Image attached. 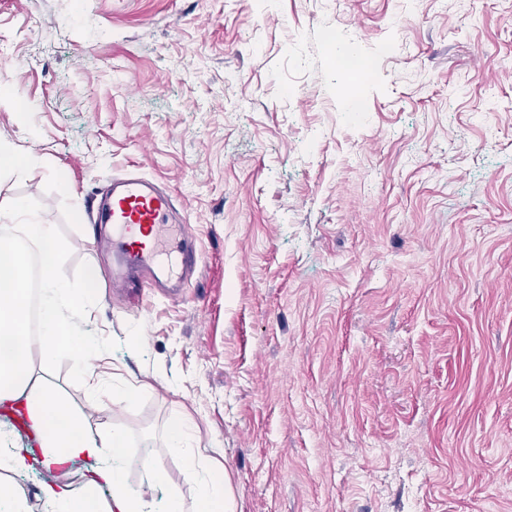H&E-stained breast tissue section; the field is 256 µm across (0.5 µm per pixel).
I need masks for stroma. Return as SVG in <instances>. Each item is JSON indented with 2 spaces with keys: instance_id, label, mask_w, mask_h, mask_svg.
<instances>
[{
  "instance_id": "35a3bbf8",
  "label": "stroma",
  "mask_w": 512,
  "mask_h": 512,
  "mask_svg": "<svg viewBox=\"0 0 512 512\" xmlns=\"http://www.w3.org/2000/svg\"><path fill=\"white\" fill-rule=\"evenodd\" d=\"M0 86V145L34 157L0 211L57 225L96 296L92 376L62 354L47 378L127 433L132 487L189 419L231 512H512V0H0ZM127 173L196 235L174 299L108 289ZM163 467L152 512H195ZM81 472L13 481L38 512Z\"/></svg>"
}]
</instances>
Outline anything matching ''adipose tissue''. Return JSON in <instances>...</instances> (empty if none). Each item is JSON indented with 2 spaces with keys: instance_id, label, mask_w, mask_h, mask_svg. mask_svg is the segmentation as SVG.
<instances>
[{
  "instance_id": "ef3b65f1",
  "label": "adipose tissue",
  "mask_w": 512,
  "mask_h": 512,
  "mask_svg": "<svg viewBox=\"0 0 512 512\" xmlns=\"http://www.w3.org/2000/svg\"><path fill=\"white\" fill-rule=\"evenodd\" d=\"M5 218L0 226V339L13 351L0 355V400L25 397L33 426L41 433L45 468L86 463L81 488L55 483L40 487L43 512H146L144 491L131 487L126 477V433L117 428L88 430L83 415L46 385L33 366L31 353L37 346L47 363L67 352L74 370L83 374L101 349L84 329L81 309L87 295L62 274L57 227L42 222L21 199L12 203ZM30 254L41 263L39 324L33 336L27 328L30 290L25 285ZM26 466L21 452L0 448V512H29L26 497L10 479ZM103 487L110 491L105 500L98 496Z\"/></svg>"
}]
</instances>
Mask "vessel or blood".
I'll list each match as a JSON object with an SVG mask.
<instances>
[{
    "instance_id": "b4317fda",
    "label": "vessel or blood",
    "mask_w": 512,
    "mask_h": 512,
    "mask_svg": "<svg viewBox=\"0 0 512 512\" xmlns=\"http://www.w3.org/2000/svg\"><path fill=\"white\" fill-rule=\"evenodd\" d=\"M173 199L150 181L135 176L113 180L99 221L112 228L126 284L131 288L190 273L197 263V249L186 224L173 223ZM0 414L9 416L25 435H32L31 419L23 400L0 403Z\"/></svg>"
}]
</instances>
